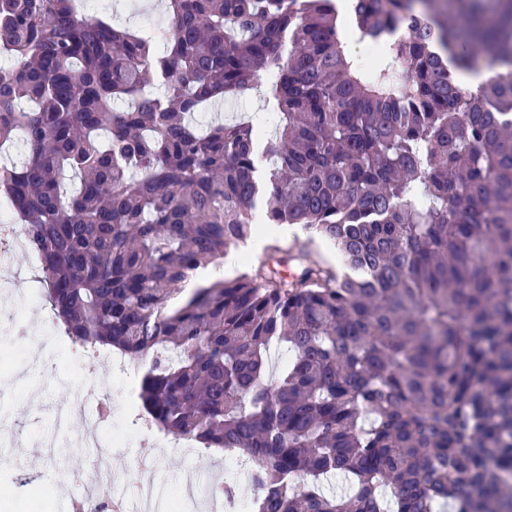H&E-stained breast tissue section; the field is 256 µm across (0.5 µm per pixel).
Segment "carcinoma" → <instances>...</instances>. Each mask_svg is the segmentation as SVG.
I'll list each match as a JSON object with an SVG mask.
<instances>
[{"instance_id":"obj_1","label":"carcinoma","mask_w":512,"mask_h":512,"mask_svg":"<svg viewBox=\"0 0 512 512\" xmlns=\"http://www.w3.org/2000/svg\"><path fill=\"white\" fill-rule=\"evenodd\" d=\"M479 2L464 32L436 0H348L368 70L333 0H167L162 43L79 0H0V145L27 151L0 197L52 310L143 365L160 431L249 458L253 512H512V73L458 77L512 68V0L498 22ZM262 85L266 134L194 122ZM259 224L305 236L269 246L296 276L183 292Z\"/></svg>"}]
</instances>
